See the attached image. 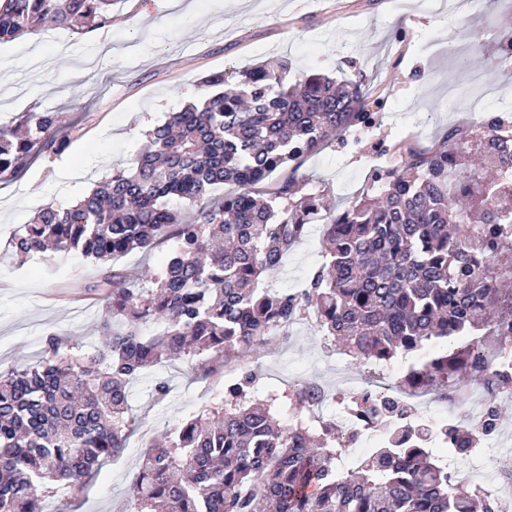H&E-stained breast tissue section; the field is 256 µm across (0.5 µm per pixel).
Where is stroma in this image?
I'll list each match as a JSON object with an SVG mask.
<instances>
[{
  "label": "stroma",
  "mask_w": 512,
  "mask_h": 512,
  "mask_svg": "<svg viewBox=\"0 0 512 512\" xmlns=\"http://www.w3.org/2000/svg\"><path fill=\"white\" fill-rule=\"evenodd\" d=\"M115 0L110 25L82 33L49 29L0 43V123L26 112L60 113L69 135L59 155L30 161L20 177L0 183V373L34 360L44 337L65 331L85 348L99 341L103 304L84 291L98 272L81 254L31 257L18 264L11 241L44 206L66 208L125 165L142 148L146 130L199 97L202 77L242 72L287 60L292 72L358 79L386 97L376 129L330 140L302 164L339 209L369 187L383 145L415 137L422 146L467 108L449 110L448 86L479 75L512 107V74L497 65V42L512 35V0H481L459 8L446 0ZM481 51L483 67L464 62ZM320 225L286 254L273 281L303 285L319 257ZM259 373L257 396L297 379L335 385L336 351L300 325L237 360ZM167 381L156 394V378ZM217 384L201 381L184 361L161 364L130 386L138 425L126 450L100 463L78 497L59 493L47 512H136L133 482L145 440L161 442L178 421L211 399Z\"/></svg>",
  "instance_id": "1"
}]
</instances>
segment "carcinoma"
Listing matches in <instances>:
<instances>
[{
    "label": "carcinoma",
    "mask_w": 512,
    "mask_h": 512,
    "mask_svg": "<svg viewBox=\"0 0 512 512\" xmlns=\"http://www.w3.org/2000/svg\"><path fill=\"white\" fill-rule=\"evenodd\" d=\"M113 0H0V41L112 22ZM288 61L241 78L202 81L149 130L126 167L112 169L68 208L46 206L12 239L23 263L52 249L102 269L87 287L105 301L103 340L83 351L63 332L40 358L0 374V512H42L63 487L80 492L136 429L129 385L183 359L207 377L266 346L298 320L359 363L414 356L400 384L458 396L485 382L512 393V121L488 112L450 125L433 148L405 141L372 170V189L340 211L299 172L324 142L372 129L385 98L360 81L322 73L285 82ZM56 112L0 124V183L30 158L62 153ZM289 176L269 200L253 187ZM323 225L320 264L300 288L262 277L309 225ZM169 237L162 270L139 277L107 263ZM249 371L224 383L165 443H151L135 477L139 512H500L496 498L432 455L426 438L375 449L352 468L336 425L307 416L317 383L263 398ZM462 461L477 440L449 421L438 429Z\"/></svg>",
    "instance_id": "1"
}]
</instances>
